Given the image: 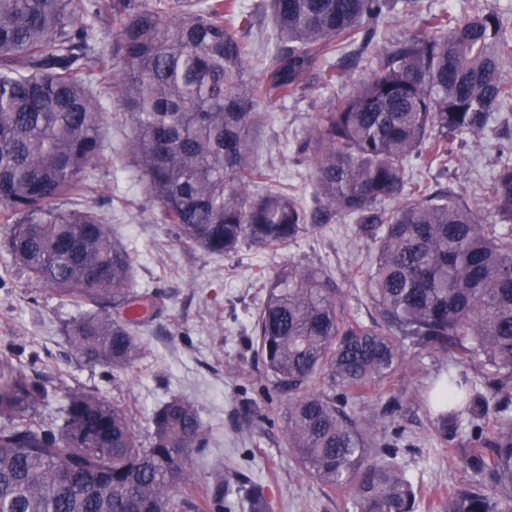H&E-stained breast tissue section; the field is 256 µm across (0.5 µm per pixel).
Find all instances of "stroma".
Returning <instances> with one entry per match:
<instances>
[{
    "mask_svg": "<svg viewBox=\"0 0 512 512\" xmlns=\"http://www.w3.org/2000/svg\"><path fill=\"white\" fill-rule=\"evenodd\" d=\"M238 2L253 20L251 28H238V37L253 43L259 56L266 55L275 44L267 0ZM490 8L512 31V0H418L412 10L398 5L378 23L382 36L369 50L389 49L428 15L452 21ZM369 75L362 55L344 58L332 77L319 65L307 74L303 93L266 106L252 156L269 186L292 185L299 203L310 211L316 208L310 164L297 155L295 142L310 132L318 113L340 106ZM130 137L129 128L105 117L102 157L88 203L110 218L113 236L134 251L132 286L155 290L165 303L161 316L138 337L139 358L117 378L75 358L63 326L77 316V308L52 290L33 291L27 270L1 246L0 358L11 357L17 372L46 386L48 401L39 412L50 422L59 421L67 395L77 389L99 392L128 410L141 434L149 415L165 402H191L206 430L205 446L188 474L190 486L201 494H213L235 472L262 484L270 512H354L348 497L306 476L289 450L286 403H269L264 395L265 370L251 332L267 281L291 261L329 268L347 311L368 319L364 271L369 258L353 221L332 218L278 253L246 245L217 257L187 247L137 182ZM498 148L492 131L467 136L446 175L418 169L414 177L435 188L454 189L480 204L486 222H493L487 197ZM410 359L406 370L375 387L356 411L380 442L394 445L417 488L444 496L466 480L454 459L457 441L439 439L429 411L432 387L447 375L452 358L441 351L414 350Z\"/></svg>",
    "mask_w": 512,
    "mask_h": 512,
    "instance_id": "obj_1",
    "label": "stroma"
}]
</instances>
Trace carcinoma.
<instances>
[{
  "label": "carcinoma",
  "instance_id": "obj_1",
  "mask_svg": "<svg viewBox=\"0 0 512 512\" xmlns=\"http://www.w3.org/2000/svg\"><path fill=\"white\" fill-rule=\"evenodd\" d=\"M394 0H268L277 31L265 79L244 78L251 19L237 0H0V207L3 244L37 288L82 309L63 333L71 354L117 378L138 357L156 292L130 287L135 258L86 198L101 154L106 103L130 124L136 176L183 243L224 256L278 251L316 217L352 219L372 252L373 315L345 309L326 270L296 262L270 278L252 321L272 393L288 396V448L306 474L348 492L356 512H419L421 497L349 401L410 362L409 349L476 362L497 392L512 382V136L503 137L489 201L495 222L451 191L432 192L414 166L445 167L448 141L487 130L507 105L512 37L493 10L424 25L382 54L371 76L296 145L312 163L319 207L288 188L258 187L250 158L257 105L303 89L317 62L369 44ZM112 22L115 48L101 47ZM394 202L392 209L385 203ZM46 388L0 360V512H269L261 485L240 480L205 498L177 493L204 445L194 405L173 399L146 440L127 410L74 391L59 425L37 418ZM444 441L472 425L467 482L435 512H512V399L474 392L448 371L430 404ZM493 425L482 424L487 417ZM491 449L485 453L484 449Z\"/></svg>",
  "mask_w": 512,
  "mask_h": 512
}]
</instances>
